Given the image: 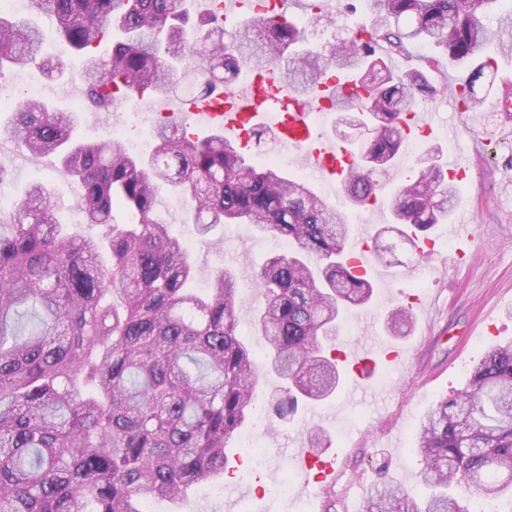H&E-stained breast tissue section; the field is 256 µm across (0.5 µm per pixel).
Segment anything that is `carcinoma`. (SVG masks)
<instances>
[{"instance_id": "obj_1", "label": "carcinoma", "mask_w": 512, "mask_h": 512, "mask_svg": "<svg viewBox=\"0 0 512 512\" xmlns=\"http://www.w3.org/2000/svg\"><path fill=\"white\" fill-rule=\"evenodd\" d=\"M367 2L369 24L322 50L304 46L294 21L264 12L228 31L221 9L194 19L188 0H30L84 56L81 79L97 112L136 91L173 93L180 74L193 77L184 95L200 98L245 65L276 61L305 99L328 74H347L352 87L338 97L356 114L339 121L373 128L352 141L344 193L353 211L379 200L375 175L402 147V114L438 92L424 71L441 57L469 68L452 95L474 111L494 86L484 83L494 59L475 58L492 39L488 15L500 24L499 49L512 53V11L500 10L501 0ZM416 45L432 54L396 74L389 59ZM16 66L70 80L31 19L0 9V79ZM11 112L0 140L32 158L56 156L57 172L81 185L83 222L106 227V243L59 222L45 181L0 210V512H148L158 498L176 503L224 475L263 376L284 383L273 404L281 417L338 392L340 366L326 341L345 312L374 295L368 274L349 265L347 212L278 166L251 164L217 134L192 139L170 125L141 155L119 138L78 139L80 115L49 100L25 99ZM163 187L200 234L240 221L287 241L288 251L247 280L221 268L204 290L191 287L198 270L188 249L155 213ZM457 200L439 155H426L392 200L401 237L426 235ZM116 207L134 221L114 223ZM246 286L260 352L238 334ZM407 326L401 307L388 329L403 336ZM418 451L430 495L376 488L364 512H471L450 493L461 484L493 501L512 492V341L487 350L466 387L425 415Z\"/></svg>"}]
</instances>
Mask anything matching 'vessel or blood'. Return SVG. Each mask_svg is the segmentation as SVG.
Masks as SVG:
<instances>
[{"mask_svg":"<svg viewBox=\"0 0 512 512\" xmlns=\"http://www.w3.org/2000/svg\"><path fill=\"white\" fill-rule=\"evenodd\" d=\"M222 7L224 21L230 25L259 9L257 0H223ZM339 82V77L328 76L320 84L318 95L305 100L296 97L275 64L252 65L247 77L235 87L207 99L178 100L164 106L161 115L184 123L196 133L222 135L244 150L249 147L253 129L269 128L281 148L301 153L305 165L314 172V187H339L348 178L351 152L320 131L313 119L314 113L335 111L336 98L330 90ZM402 127L408 139L425 138L433 132L432 119L423 112L407 113ZM477 230L466 211L460 212L456 222L449 225L448 236L458 246V257H465L466 247L475 240ZM339 357L351 377L363 381L379 364L405 362L406 352L394 346L355 344L341 350ZM339 457L340 451L336 448L325 449L320 454L300 448L294 453L304 484L320 490L335 483Z\"/></svg>","mask_w":512,"mask_h":512,"instance_id":"1","label":"vessel or blood"}]
</instances>
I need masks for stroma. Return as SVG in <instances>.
Masks as SVG:
<instances>
[{
	"label": "stroma",
	"instance_id": "obj_1",
	"mask_svg": "<svg viewBox=\"0 0 512 512\" xmlns=\"http://www.w3.org/2000/svg\"><path fill=\"white\" fill-rule=\"evenodd\" d=\"M325 2L319 17H312L302 5L291 14L317 46L335 43L365 21L363 15L339 8L337 0ZM467 78L466 69L451 64L430 73V81L440 87L425 106L434 117L435 131L420 146L425 152L439 150L446 161L458 144L469 148V174L459 184L458 204L469 209L480 226L471 264L456 265V244L449 240L445 225L430 230L434 251L419 261L412 247L400 240L389 206L351 214L352 221L372 225L392 251L372 268L371 302L351 310L336 343L344 347L391 341L407 348L406 363L378 368L366 387L353 390L342 385L330 400L307 405L285 419L272 410L281 393L280 380H262L255 406L268 419L261 431L265 459L246 477L220 480L222 495H214L206 485L194 489L181 503V512H363L367 491L384 481L414 496L425 495L423 462L416 449L421 418L466 385L486 350L512 340V112L501 111L491 97L481 111L459 119L460 105L442 86ZM5 161L13 168L14 179L0 187L1 198L20 197L36 180L53 183L61 222L75 225L83 235L103 236L102 227L74 223L81 187L57 181L55 157L34 161L11 154ZM157 209L175 235L189 243L198 285H205L209 274L223 267L251 275L277 253L275 238L258 234L248 224H221L208 235H198L167 191H159ZM417 290L428 297V306L413 312L407 336L391 339L386 329L389 313L402 304L405 294ZM318 433L344 453L335 487L322 493L304 486L291 459L293 449L310 447ZM284 481L290 485L287 497L269 494V487Z\"/></svg>",
	"mask_w": 512,
	"mask_h": 512
}]
</instances>
